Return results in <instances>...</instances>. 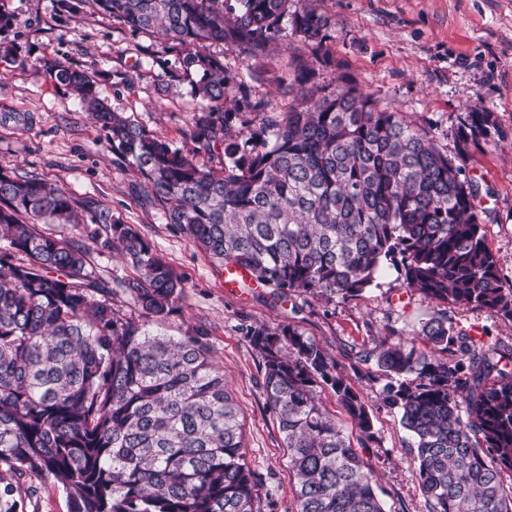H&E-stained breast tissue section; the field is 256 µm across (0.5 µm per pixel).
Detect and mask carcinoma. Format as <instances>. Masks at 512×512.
Returning <instances> with one entry per match:
<instances>
[{
	"instance_id": "1",
	"label": "carcinoma",
	"mask_w": 512,
	"mask_h": 512,
	"mask_svg": "<svg viewBox=\"0 0 512 512\" xmlns=\"http://www.w3.org/2000/svg\"><path fill=\"white\" fill-rule=\"evenodd\" d=\"M133 33L173 43L164 69L198 75L183 152L112 110L85 71L46 57L53 75L106 132L118 160L145 179L167 223L222 266L248 271L270 303L297 295L348 301L385 261L441 303L512 321V288L485 243L478 188L430 133L353 86L302 88L286 112L242 92L243 75L207 51L251 57L283 30L328 37L329 18L290 0H91ZM259 115L232 135L233 121ZM498 133L492 112L460 120L457 152ZM223 158L220 168L207 162ZM94 212L101 249L133 275L100 278L87 248L36 224ZM0 512H23L21 478L66 494L69 512H256L260 476L246 462L240 408L203 331L152 334L184 280L134 227L58 183L0 169ZM127 295L135 311L115 303ZM415 336L451 358L427 359L393 335L354 354L388 378L384 403L414 438L431 512H512V344L458 329L440 309ZM263 359L266 407L287 448L297 512H384L364 458L375 436L365 403L336 361L291 325L248 332ZM328 386L359 431L354 447L320 403Z\"/></svg>"
}]
</instances>
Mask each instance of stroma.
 Instances as JSON below:
<instances>
[{
  "instance_id": "1",
  "label": "stroma",
  "mask_w": 512,
  "mask_h": 512,
  "mask_svg": "<svg viewBox=\"0 0 512 512\" xmlns=\"http://www.w3.org/2000/svg\"><path fill=\"white\" fill-rule=\"evenodd\" d=\"M0 1L13 17L0 42L14 48L12 55L0 56V168L62 181L74 200L94 201L114 220L134 225L184 279L176 310L149 329L171 336L199 326L207 330L244 417L246 460L261 478L258 512H296V502L283 437L266 409L262 358L246 330L287 323L336 359L372 415L375 438L365 455L386 512H429L415 476L413 439L399 412L382 400L386 379L375 363H358L352 353L374 348L391 332L412 337L435 303L411 291L391 265L358 298L330 304L296 295L272 306L257 285L225 287L223 268L146 201L143 178L116 159L100 124L34 67L45 56L94 74L112 109L181 148L194 101L189 82L163 74L155 62L159 56L172 58L166 42L131 33L91 0H81L75 9L66 8L64 0ZM315 6L331 23L323 44L300 41L287 31L256 59L220 43L209 50L230 67L265 70V82L246 81L245 90L274 111H285L289 102L278 79L294 80L301 62L313 70V85L356 86L429 131L451 156L461 118L476 108L494 112L498 134L470 142L466 165L480 186L486 244L512 284V0H315ZM95 229L89 221L42 227L83 243L101 278L130 275L112 251L100 249ZM448 317L455 326L478 328L485 340L512 342V322L492 311L452 305Z\"/></svg>"
}]
</instances>
